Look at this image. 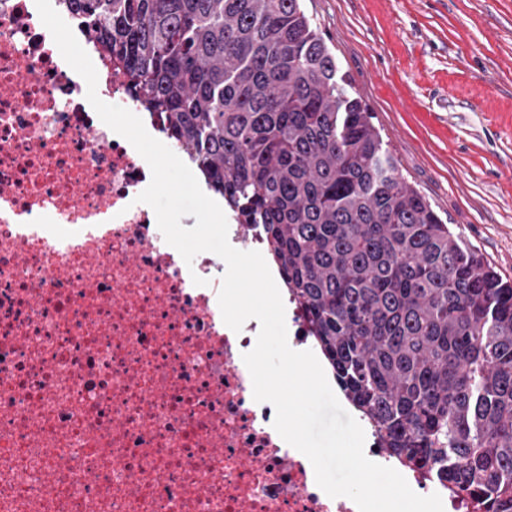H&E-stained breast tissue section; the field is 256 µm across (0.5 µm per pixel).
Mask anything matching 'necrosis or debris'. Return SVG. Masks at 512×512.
Returning <instances> with one entry per match:
<instances>
[{
    "label": "necrosis or debris",
    "instance_id": "necrosis-or-debris-1",
    "mask_svg": "<svg viewBox=\"0 0 512 512\" xmlns=\"http://www.w3.org/2000/svg\"><path fill=\"white\" fill-rule=\"evenodd\" d=\"M86 93L35 0H0V512H358L254 400L259 322L228 330L225 266L166 242Z\"/></svg>",
    "mask_w": 512,
    "mask_h": 512
}]
</instances>
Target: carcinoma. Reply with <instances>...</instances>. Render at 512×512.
<instances>
[{
	"label": "carcinoma",
	"instance_id": "carcinoma-1",
	"mask_svg": "<svg viewBox=\"0 0 512 512\" xmlns=\"http://www.w3.org/2000/svg\"><path fill=\"white\" fill-rule=\"evenodd\" d=\"M252 224L389 457L512 512V284L399 171L302 0H63Z\"/></svg>",
	"mask_w": 512,
	"mask_h": 512
}]
</instances>
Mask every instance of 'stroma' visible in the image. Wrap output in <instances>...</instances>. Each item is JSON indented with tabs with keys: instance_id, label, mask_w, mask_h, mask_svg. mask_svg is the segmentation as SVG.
<instances>
[{
	"instance_id": "35a3bbf8",
	"label": "stroma",
	"mask_w": 512,
	"mask_h": 512,
	"mask_svg": "<svg viewBox=\"0 0 512 512\" xmlns=\"http://www.w3.org/2000/svg\"><path fill=\"white\" fill-rule=\"evenodd\" d=\"M303 4L407 182L512 281V0Z\"/></svg>"
}]
</instances>
